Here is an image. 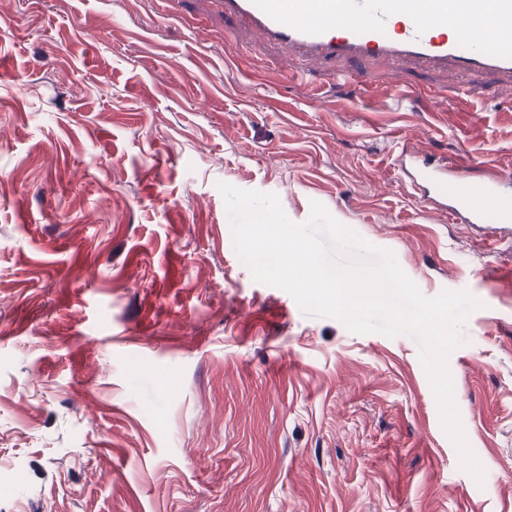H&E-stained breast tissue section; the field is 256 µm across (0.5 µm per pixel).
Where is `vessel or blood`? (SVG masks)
I'll return each instance as SVG.
<instances>
[{"label": "vessel or blood", "instance_id": "1", "mask_svg": "<svg viewBox=\"0 0 512 512\" xmlns=\"http://www.w3.org/2000/svg\"><path fill=\"white\" fill-rule=\"evenodd\" d=\"M215 11L241 20L257 41L279 47L299 59L405 62L430 70L466 75L483 72L498 84H512V53L482 48L474 36L488 13L512 21V0H426L424 9L406 0H211ZM464 23L448 31L449 16ZM423 204L452 223L491 230L512 227V202L503 201V179L487 182L482 192L499 199L485 208L469 196L455 172L412 155L400 156Z\"/></svg>", "mask_w": 512, "mask_h": 512}]
</instances>
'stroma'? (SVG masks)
<instances>
[{
  "instance_id": "stroma-1",
  "label": "stroma",
  "mask_w": 512,
  "mask_h": 512,
  "mask_svg": "<svg viewBox=\"0 0 512 512\" xmlns=\"http://www.w3.org/2000/svg\"><path fill=\"white\" fill-rule=\"evenodd\" d=\"M160 10L0 0V512H512V245L438 220L397 162L512 174V102L406 63L289 82L200 0ZM221 182L296 223L320 202L425 296L481 301L448 365L484 485L416 340L255 282Z\"/></svg>"
}]
</instances>
